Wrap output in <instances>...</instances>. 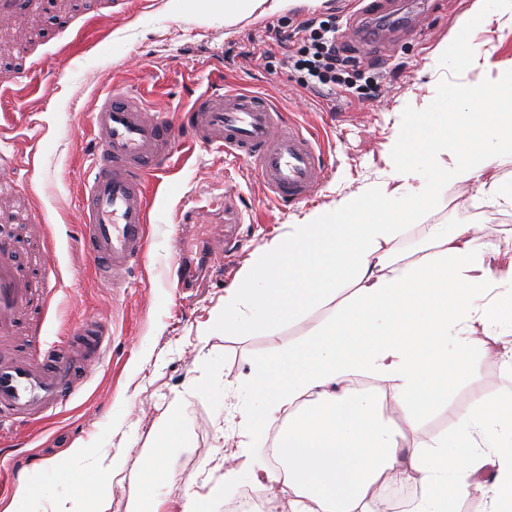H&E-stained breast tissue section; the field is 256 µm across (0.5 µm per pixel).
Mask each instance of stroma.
<instances>
[{"label": "stroma", "instance_id": "35a3bbf8", "mask_svg": "<svg viewBox=\"0 0 512 512\" xmlns=\"http://www.w3.org/2000/svg\"><path fill=\"white\" fill-rule=\"evenodd\" d=\"M112 24L86 26L85 12L69 0H53L38 30L20 20L0 31V43L19 45L38 60L34 74L0 94V153L12 161L9 174L31 196L48 231L19 244L24 255L50 248L55 268L50 306L38 333L17 337L24 348L65 340L68 330L99 319L110 329L105 360L91 367L76 399L55 416L19 430L11 445L0 444V483L55 477L28 502L29 512H50L59 497L77 498L74 473L92 470L89 458L70 449L121 453V480L106 481L108 512H127L131 486L146 480L144 457L158 438L157 420L170 406L181 410V446L168 449L166 469L151 482L169 512L189 498L207 500L210 512H225L237 493L251 485L248 473L225 480L218 460L223 450L262 457L265 442L242 432L243 412L259 411L251 385L274 353L300 343L333 313L326 305L269 329L259 305L243 307L239 319L252 322L244 334L225 330L224 297L253 269L256 259L291 225L347 195L391 181L396 171V136L420 109L443 122L453 89L460 83L496 78V64L512 60V34L496 26L463 28L471 0H394L399 25L364 40L367 16L354 0H320L280 10L261 6L236 20L224 16V0H115ZM335 15L339 43L362 65L372 67L378 85L349 102L305 90L297 74L283 69L285 46L268 31H290L311 13ZM463 49L487 44L488 66L470 70L440 52L448 39ZM259 94L304 126L323 151L325 179L308 200L278 201L246 161L198 142L184 141L166 171L150 175L147 250L125 282L103 287L82 245L80 191L75 176L88 164L91 114L103 85L141 93L153 112L177 118L209 86ZM232 195L243 224L221 265L200 287L178 288L170 271L178 257L171 235L182 214L207 201ZM456 229L477 224L489 239L512 251V207L493 206L474 189L445 183L429 207L417 212L392 243L412 254L434 225ZM468 373L457 380L455 404L490 398L512 389V373L474 347Z\"/></svg>", "mask_w": 512, "mask_h": 512}]
</instances>
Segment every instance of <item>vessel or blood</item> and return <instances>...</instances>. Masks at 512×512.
Returning <instances> with one entry per match:
<instances>
[{
  "label": "vessel or blood",
  "mask_w": 512,
  "mask_h": 512,
  "mask_svg": "<svg viewBox=\"0 0 512 512\" xmlns=\"http://www.w3.org/2000/svg\"><path fill=\"white\" fill-rule=\"evenodd\" d=\"M45 0H0V23L35 19ZM96 149L78 175L85 250L95 273L115 284L140 264L146 251L147 175L165 170L182 135L242 157L277 198L308 199L326 165L309 132L285 124L268 101L215 85L201 92L177 120L150 113L142 96L109 90L93 113ZM223 250L205 242L199 263L181 261L177 284L193 288ZM37 299L13 243L0 238V336L15 335L20 318ZM109 328L90 319L77 338L37 354L0 352V427L29 426L46 418L80 389L88 366L109 348Z\"/></svg>",
  "instance_id": "1"
}]
</instances>
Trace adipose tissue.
<instances>
[{"instance_id":"ef3b65f1","label":"adipose tissue","mask_w":512,"mask_h":512,"mask_svg":"<svg viewBox=\"0 0 512 512\" xmlns=\"http://www.w3.org/2000/svg\"><path fill=\"white\" fill-rule=\"evenodd\" d=\"M452 98L446 123H411L398 136L400 155L417 148L441 161L436 177L419 184L412 167L398 166L406 208L395 204L399 189L384 185L344 197L292 225L224 298L225 325L244 331L248 323L233 313L253 302L268 326L335 306L329 322L270 359L253 385L264 404L241 418L250 436L282 425L279 468L248 463L272 512L283 503L288 512H380L385 491L403 482L420 488L409 512H461L472 499L483 512H512V393L464 408L448 399L468 368L476 327L492 330L484 352L512 371V260L474 224L451 233L435 226L432 249L412 262L391 248L442 183L512 206V180L498 173L499 157L512 155V78L461 85ZM346 279L356 290L343 301ZM357 376L387 385L389 401L351 389ZM436 408L456 431L408 440ZM159 432L145 456L150 473L164 470L166 449L183 439L178 407L161 416Z\"/></svg>"}]
</instances>
